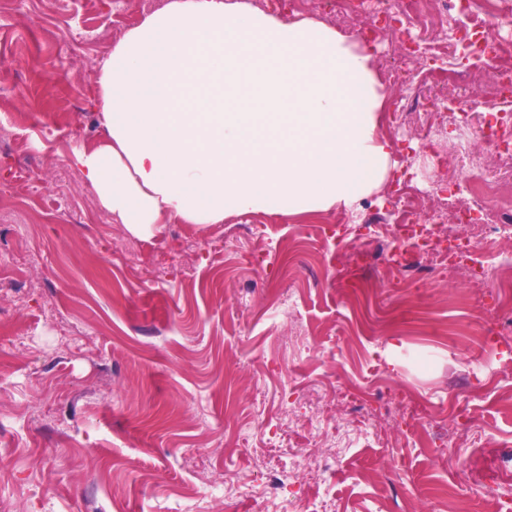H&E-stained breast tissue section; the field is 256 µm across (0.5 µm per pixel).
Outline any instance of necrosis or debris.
Here are the masks:
<instances>
[{"mask_svg":"<svg viewBox=\"0 0 512 512\" xmlns=\"http://www.w3.org/2000/svg\"><path fill=\"white\" fill-rule=\"evenodd\" d=\"M438 13H429L425 0H394L390 7L379 9L375 23L378 36L401 29L410 35L411 57L438 82H455L462 70L450 68L449 58L483 59L492 57V77L483 90L487 101L500 100L512 94V39L498 41L486 48L483 34L492 16L512 14V0H440ZM433 118L427 127L429 137H438L441 121L447 117H463L467 108L448 97L421 101L397 110L399 124H407L418 111ZM458 152L464 156L468 189L467 201L445 199L428 216H420L418 193L411 181H404L393 195L399 203L397 226L388 230L383 224L367 225L374 239H388L382 263L391 273L406 276L419 270L420 261H432L459 273L473 286L486 287L482 247L487 239L506 235L512 229V187L502 188L498 181L477 172L469 163L467 146ZM509 195V202L494 209L483 203L493 197Z\"/></svg>","mask_w":512,"mask_h":512,"instance_id":"1","label":"necrosis or debris"}]
</instances>
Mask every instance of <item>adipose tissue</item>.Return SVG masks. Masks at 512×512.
<instances>
[{
    "label": "adipose tissue",
    "instance_id": "obj_1",
    "mask_svg": "<svg viewBox=\"0 0 512 512\" xmlns=\"http://www.w3.org/2000/svg\"><path fill=\"white\" fill-rule=\"evenodd\" d=\"M106 137L69 162L129 234L349 210L395 173L375 54L243 0H168L97 74Z\"/></svg>",
    "mask_w": 512,
    "mask_h": 512
}]
</instances>
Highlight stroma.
<instances>
[{
    "instance_id": "stroma-1",
    "label": "stroma",
    "mask_w": 512,
    "mask_h": 512,
    "mask_svg": "<svg viewBox=\"0 0 512 512\" xmlns=\"http://www.w3.org/2000/svg\"><path fill=\"white\" fill-rule=\"evenodd\" d=\"M143 0H27L0 13V512H441L433 488L512 492V346L473 361L493 289L425 271L392 285L354 269L371 239L333 241L335 219L365 209L221 224L163 225L130 236L69 163L104 137L96 77ZM398 37L376 62L411 78L389 92L474 99L471 84L419 85ZM452 121L439 146L417 125L381 132L425 210L461 172ZM419 402V421L342 410L340 390ZM472 424L433 446V422ZM336 457L330 471L298 458ZM290 472L293 495L263 499L261 476ZM223 497L212 495L213 484Z\"/></svg>"
}]
</instances>
